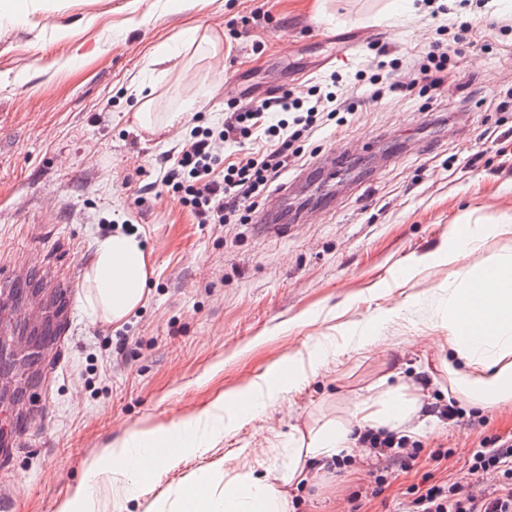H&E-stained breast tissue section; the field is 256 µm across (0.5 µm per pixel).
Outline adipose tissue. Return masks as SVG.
<instances>
[{
    "label": "adipose tissue",
    "instance_id": "1",
    "mask_svg": "<svg viewBox=\"0 0 512 512\" xmlns=\"http://www.w3.org/2000/svg\"><path fill=\"white\" fill-rule=\"evenodd\" d=\"M140 101L134 124L157 135L182 125L186 114L168 113L157 123L151 111L155 85L140 80L134 86ZM148 269L135 235L116 232L103 239L87 275V304L112 322L124 320L143 304ZM444 341L463 369L447 366L448 388L464 405L492 410L512 401V284L500 267L486 268L455 289L448 300V319L440 323ZM420 398L409 396L404 385L380 382L358 395L355 418L359 425L399 435L419 434L427 421ZM224 420V403L216 401L201 418L180 420L161 432L134 434L131 441L114 446L108 456L113 474L144 475L175 467L184 456L202 452L206 441L198 432L201 422L217 425ZM172 439L163 455H156L159 441ZM353 441L344 420L330 419L320 426L297 431L289 442L285 460L270 465L273 478L256 476L254 470L225 473L221 492H213L203 478L185 484L180 512H288V490L313 480L336 457L350 454Z\"/></svg>",
    "mask_w": 512,
    "mask_h": 512
}]
</instances>
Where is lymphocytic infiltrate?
<instances>
[{
  "label": "lymphocytic infiltrate",
  "mask_w": 512,
  "mask_h": 512,
  "mask_svg": "<svg viewBox=\"0 0 512 512\" xmlns=\"http://www.w3.org/2000/svg\"><path fill=\"white\" fill-rule=\"evenodd\" d=\"M470 22L458 26L451 42L435 43L422 63L407 75L398 65L371 78L373 98L383 91L407 95L414 89L438 90L448 77V64L458 43L464 42ZM335 92L318 94L312 106L290 92L256 101L235 102L219 129L194 127L192 138L173 164L161 165L158 191L177 195L201 224H245L268 186L288 167L294 154L290 125L299 135L315 133L324 122L346 111ZM297 134V135H298ZM257 138L253 152L233 164H225L220 144ZM353 437L363 448L376 450L390 465L411 468L418 452L407 437L384 430L356 428ZM467 483L434 482L417 489L401 512H512V435L486 437L473 449L467 462Z\"/></svg>",
  "instance_id": "1"
}]
</instances>
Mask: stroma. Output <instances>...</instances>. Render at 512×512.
Listing matches in <instances>:
<instances>
[{
	"mask_svg": "<svg viewBox=\"0 0 512 512\" xmlns=\"http://www.w3.org/2000/svg\"><path fill=\"white\" fill-rule=\"evenodd\" d=\"M0 24V277L6 289L38 282L39 298L7 300L0 341L36 330L43 299L57 296L67 335L44 352L41 373L0 372L25 402L0 403V512H57L83 482L90 461L112 443L198 414L216 399L250 405L249 385L269 376L270 395L252 420L225 425L207 452L133 479L117 503L112 474L86 512H145L175 502L184 479L283 457L294 427L312 418H349L357 394L380 377L422 388L425 403L452 399L438 325L448 296L472 274L512 256V0H11ZM262 9L240 35L229 20ZM464 21L455 76L437 96L423 91L371 101L378 61L421 62L437 30ZM224 34L223 71L195 64L192 90L176 70L149 65L159 43L176 39L180 61L195 24ZM360 36L349 53L335 38ZM339 74L338 95L355 106L310 138L282 174L303 195L296 213L269 224H199L177 197L144 192L158 163L178 153L188 131L157 141L131 124L139 107L131 81L156 83V115L186 96L200 100L198 124L217 128L227 101L288 90L307 97ZM140 239L149 277L145 302L126 321L91 315L85 278L108 221ZM469 246L456 263L446 256ZM388 314L376 324L378 314ZM374 336L372 351L359 349ZM318 373L294 379L308 356ZM512 435V403L482 424L435 417L409 471L387 468L363 449L316 485L290 489L294 512H349V498L383 475L359 512H395L431 475L465 482L468 453L481 439Z\"/></svg>",
	"mask_w": 512,
	"mask_h": 512,
	"instance_id": "35a3bbf8",
	"label": "stroma"
}]
</instances>
